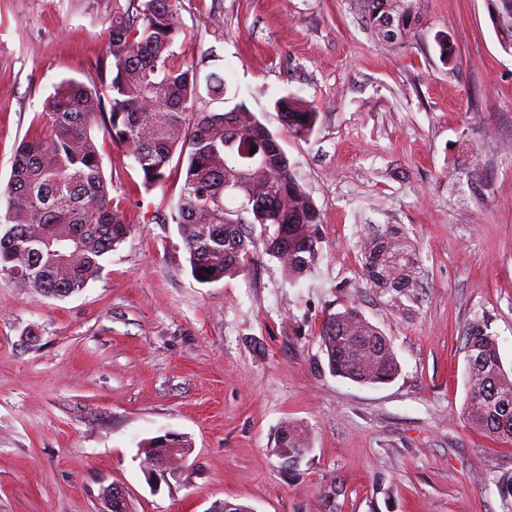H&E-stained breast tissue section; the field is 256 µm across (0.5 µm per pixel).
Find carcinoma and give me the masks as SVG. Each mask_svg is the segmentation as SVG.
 Listing matches in <instances>:
<instances>
[{
    "mask_svg": "<svg viewBox=\"0 0 512 512\" xmlns=\"http://www.w3.org/2000/svg\"><path fill=\"white\" fill-rule=\"evenodd\" d=\"M175 0H114L99 83L60 82L42 112V126L16 148L10 180L0 192V275L20 288L65 298L98 278L106 255L131 232L104 174L94 131L107 133L133 158L143 188L167 179L174 153L184 163L172 220L188 252L193 277L218 282L246 271L258 259L252 230L271 235L264 253L276 259L291 284L319 259L320 215L295 178L272 133L240 102L200 111L208 97L228 103L216 73L204 62L186 65L174 50L181 31ZM362 22L377 38H407L419 21L416 0H359ZM502 49L512 54V0H490ZM384 16L392 27H381ZM275 107L284 129L306 138L318 113L304 101L282 97ZM255 153H250L252 147ZM457 173L472 195L489 183L469 158ZM233 198L239 206L229 208ZM361 279L390 308L407 313L419 302L421 258L408 231L388 224L359 241ZM467 394L463 416L486 435L512 444V376L503 368L496 337L480 318L464 330ZM331 374L364 385L395 379L400 365L385 334L358 310L330 314L319 333ZM309 447L307 430L285 424L274 452Z\"/></svg>",
    "mask_w": 512,
    "mask_h": 512,
    "instance_id": "obj_1",
    "label": "carcinoma"
}]
</instances>
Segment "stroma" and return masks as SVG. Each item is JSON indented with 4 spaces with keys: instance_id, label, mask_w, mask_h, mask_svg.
I'll return each mask as SVG.
<instances>
[{
    "instance_id": "stroma-1",
    "label": "stroma",
    "mask_w": 512,
    "mask_h": 512,
    "mask_svg": "<svg viewBox=\"0 0 512 512\" xmlns=\"http://www.w3.org/2000/svg\"><path fill=\"white\" fill-rule=\"evenodd\" d=\"M113 0H0V187L18 144L64 79L92 83ZM405 40L377 39L354 0H175L181 60L206 61L230 94L278 133L317 207L321 257L289 286L270 257L202 284L171 220L182 180L144 190L129 154L97 146L134 229L100 276L62 299L0 276V512H102L103 487L128 512H512V444L471 427L464 329L487 316L512 371V55L488 0H417ZM456 52L444 63L436 40ZM316 108L307 139L274 107ZM490 182L485 199L450 181L462 145ZM400 224L422 267L407 315L359 277L368 225ZM355 305L390 339L392 382L333 376L325 318ZM310 432L296 470L281 427ZM174 433L192 452L176 476L149 477L140 450Z\"/></svg>"
}]
</instances>
